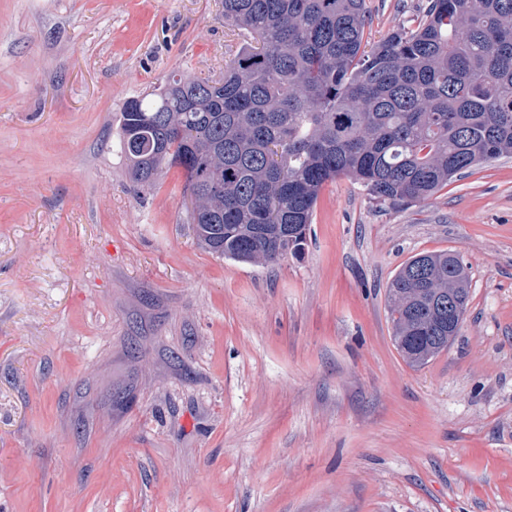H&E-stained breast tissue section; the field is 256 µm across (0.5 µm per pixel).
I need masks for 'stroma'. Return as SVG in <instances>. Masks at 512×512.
I'll return each mask as SVG.
<instances>
[{"mask_svg":"<svg viewBox=\"0 0 512 512\" xmlns=\"http://www.w3.org/2000/svg\"><path fill=\"white\" fill-rule=\"evenodd\" d=\"M246 42L222 0H0V512H512V158L408 206L341 177L301 257L213 254L119 118ZM441 251L469 302L415 368L388 288Z\"/></svg>","mask_w":512,"mask_h":512,"instance_id":"obj_1","label":"stroma"}]
</instances>
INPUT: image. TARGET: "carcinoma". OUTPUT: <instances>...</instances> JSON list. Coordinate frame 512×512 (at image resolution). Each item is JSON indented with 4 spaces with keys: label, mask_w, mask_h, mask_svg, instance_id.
Segmentation results:
<instances>
[{
    "label": "carcinoma",
    "mask_w": 512,
    "mask_h": 512,
    "mask_svg": "<svg viewBox=\"0 0 512 512\" xmlns=\"http://www.w3.org/2000/svg\"><path fill=\"white\" fill-rule=\"evenodd\" d=\"M365 0H224L253 43L224 77L170 74L128 101L132 178L184 172L200 244L238 262L301 254L323 185L346 177L392 206L427 200L512 156V0H427L409 26L364 41ZM469 275L454 253L413 257L388 290L396 348L428 364L458 334Z\"/></svg>",
    "instance_id": "1"
}]
</instances>
